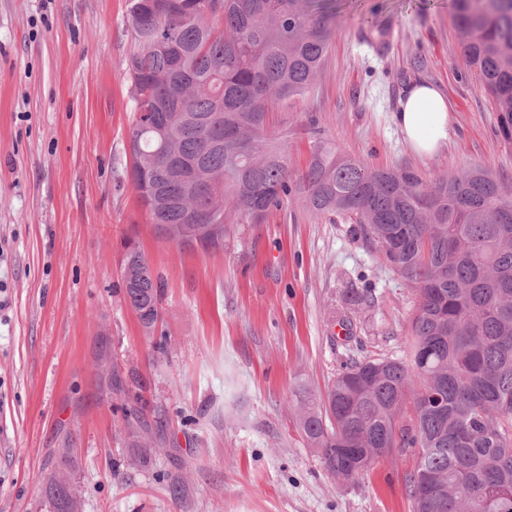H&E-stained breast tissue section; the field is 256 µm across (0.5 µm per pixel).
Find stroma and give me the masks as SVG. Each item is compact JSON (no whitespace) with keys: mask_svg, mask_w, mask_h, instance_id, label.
Wrapping results in <instances>:
<instances>
[{"mask_svg":"<svg viewBox=\"0 0 512 512\" xmlns=\"http://www.w3.org/2000/svg\"><path fill=\"white\" fill-rule=\"evenodd\" d=\"M340 3L313 88L272 115L292 166L309 160L313 117L373 168L429 183L480 167L512 182L453 0ZM129 10L0 0V512H45L40 482L65 454L80 512H412L413 453L337 480L294 409L351 361H409L414 291L351 220L296 202L238 225L220 251L161 239L127 174ZM415 79L452 105L448 143L429 159L394 122ZM130 239L163 284L150 330L124 298ZM139 405L146 468L125 417Z\"/></svg>","mask_w":512,"mask_h":512,"instance_id":"obj_1","label":"stroma"}]
</instances>
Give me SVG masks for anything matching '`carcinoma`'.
Wrapping results in <instances>:
<instances>
[{"label":"carcinoma","mask_w":512,"mask_h":512,"mask_svg":"<svg viewBox=\"0 0 512 512\" xmlns=\"http://www.w3.org/2000/svg\"><path fill=\"white\" fill-rule=\"evenodd\" d=\"M130 3V173L150 223L222 248L233 225L299 198L352 219L416 292L412 366L354 361L300 407L324 469L354 480L410 449L414 512H512V188L481 168L429 185L407 168L372 170L337 154L314 120L308 166L292 171L270 115L315 83L336 0ZM455 23L511 145L512 0H455ZM124 249V294L150 330L161 283L134 240ZM41 493L53 512L78 508L64 468Z\"/></svg>","instance_id":"obj_1"}]
</instances>
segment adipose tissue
<instances>
[{
    "mask_svg": "<svg viewBox=\"0 0 512 512\" xmlns=\"http://www.w3.org/2000/svg\"><path fill=\"white\" fill-rule=\"evenodd\" d=\"M450 119L451 107L441 89L418 80L406 85L395 122L417 155L433 156L447 144Z\"/></svg>",
    "mask_w": 512,
    "mask_h": 512,
    "instance_id": "obj_1",
    "label": "adipose tissue"
}]
</instances>
